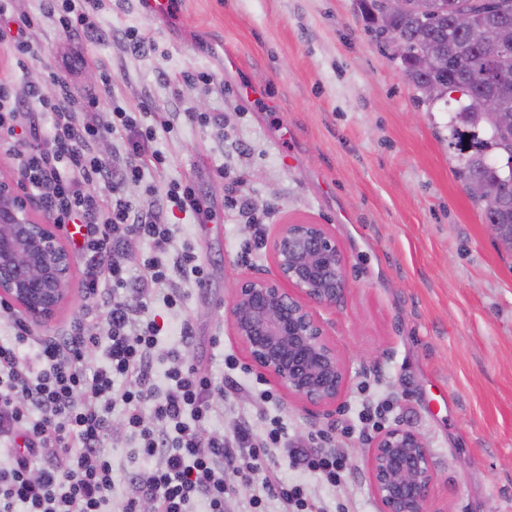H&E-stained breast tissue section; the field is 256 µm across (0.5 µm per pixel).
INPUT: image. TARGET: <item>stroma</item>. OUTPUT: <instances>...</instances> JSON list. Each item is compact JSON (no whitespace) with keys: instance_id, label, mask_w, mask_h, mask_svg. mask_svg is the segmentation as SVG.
Here are the masks:
<instances>
[{"instance_id":"35a3bbf8","label":"stroma","mask_w":512,"mask_h":512,"mask_svg":"<svg viewBox=\"0 0 512 512\" xmlns=\"http://www.w3.org/2000/svg\"><path fill=\"white\" fill-rule=\"evenodd\" d=\"M101 2L97 30L73 34L49 0H11L10 14L32 21L31 51L17 60L0 48V84L95 95L104 121L113 105L147 104L142 121L157 126L169 162L145 169L127 194L160 203L172 183L189 180L205 199L206 222L170 218L179 241L200 250L208 279L182 288L191 336L162 303L150 306L165 321L155 373L173 351L217 376L225 354L247 365L228 317L239 277L274 276L267 242L280 224L325 225L348 276L341 302L320 312L350 369L340 407L326 416L280 389L273 404L228 392L212 430L229 436L239 417L281 416L290 439L336 451L353 468L333 487L282 456L269 468L328 512H380L370 442L399 424L428 442L435 512H512V258L453 175L447 113L420 102L371 39L358 0H179L164 21L139 0ZM130 29L154 49L132 52ZM228 54L237 71L225 72ZM52 71L59 83H47ZM202 73L212 82H199ZM249 85L259 100L247 98ZM163 118L170 129L159 128ZM234 192L266 214L261 229L226 208ZM367 405L382 409L379 428L360 423Z\"/></svg>"}]
</instances>
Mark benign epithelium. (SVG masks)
Wrapping results in <instances>:
<instances>
[{
	"instance_id": "7a95c632",
	"label": "benign epithelium",
	"mask_w": 512,
	"mask_h": 512,
	"mask_svg": "<svg viewBox=\"0 0 512 512\" xmlns=\"http://www.w3.org/2000/svg\"><path fill=\"white\" fill-rule=\"evenodd\" d=\"M495 126L508 123L495 97L484 102ZM277 275L240 278L229 307L232 333L251 364L304 407H338L348 364L317 313L342 298L345 257L323 224L280 225L268 241ZM73 257L53 225L34 216L16 177H0V299L32 323L53 317L68 298ZM381 512H434L436 476L427 440L396 425L376 436L368 458Z\"/></svg>"
}]
</instances>
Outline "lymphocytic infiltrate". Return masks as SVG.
Masks as SVG:
<instances>
[{"label": "lymphocytic infiltrate", "instance_id": "lymphocytic-infiltrate-1", "mask_svg": "<svg viewBox=\"0 0 512 512\" xmlns=\"http://www.w3.org/2000/svg\"><path fill=\"white\" fill-rule=\"evenodd\" d=\"M38 106L49 125L45 146L20 148L27 131L19 107ZM96 97L83 111L47 97L34 83L0 86V151L11 155L30 190L54 223L74 226L73 250L82 263V310L62 336L34 335L11 305L0 301V441L10 443L0 461V512H104L116 482L132 486L122 512H190L192 501L205 512H224L232 488L225 468L259 485L250 505L263 512L265 499L283 512H318L301 486L291 485L264 464L265 456L286 450L291 466H303L328 485L344 480L345 462L333 451L312 452L288 445L280 417L255 423L239 419L232 439L204 430L219 414L214 392L237 387L240 366L225 356L226 372L186 365L171 353L163 373L165 390L154 380V356L162 331L147 311L162 301L168 311L183 307L177 284H203L206 266L194 248L176 246V227L167 211L204 217V200L194 185L175 183L166 200L131 199L126 188L140 182L145 168L164 169L168 159L156 146V129L140 113L115 107L101 124ZM124 144L118 165L100 155L107 136ZM100 184L105 196L92 193ZM147 245L138 271L125 261L131 241ZM104 349L105 363L92 361ZM140 438L143 469L115 477L106 443L112 418Z\"/></svg>", "mask_w": 512, "mask_h": 512}]
</instances>
